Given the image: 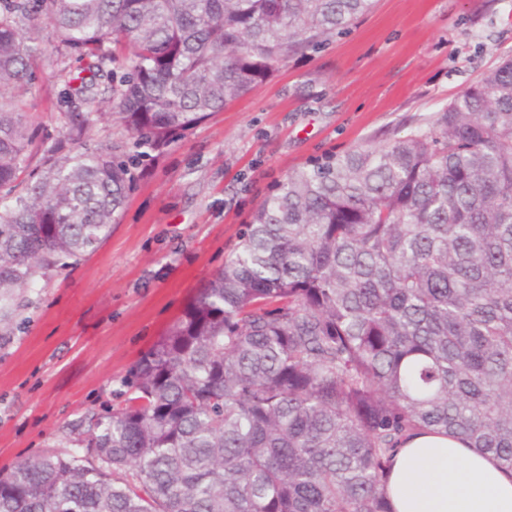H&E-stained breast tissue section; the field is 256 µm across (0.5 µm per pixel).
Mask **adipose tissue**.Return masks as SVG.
<instances>
[{
    "instance_id": "ef3b65f1",
    "label": "adipose tissue",
    "mask_w": 512,
    "mask_h": 512,
    "mask_svg": "<svg viewBox=\"0 0 512 512\" xmlns=\"http://www.w3.org/2000/svg\"><path fill=\"white\" fill-rule=\"evenodd\" d=\"M393 512H512V472L452 436H412L386 486Z\"/></svg>"
}]
</instances>
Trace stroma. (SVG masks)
I'll use <instances>...</instances> for the list:
<instances>
[{
	"mask_svg": "<svg viewBox=\"0 0 512 512\" xmlns=\"http://www.w3.org/2000/svg\"><path fill=\"white\" fill-rule=\"evenodd\" d=\"M512 58V0H376L319 50L137 166L119 224L78 264L19 291L0 335V469L68 447L71 425L112 391L224 264L251 211L293 169L423 126ZM36 62L19 94L33 151L62 139L71 100Z\"/></svg>",
	"mask_w": 512,
	"mask_h": 512,
	"instance_id": "35a3bbf8",
	"label": "stroma"
}]
</instances>
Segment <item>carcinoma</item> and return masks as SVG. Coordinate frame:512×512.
Masks as SVG:
<instances>
[{
    "label": "carcinoma",
    "mask_w": 512,
    "mask_h": 512,
    "mask_svg": "<svg viewBox=\"0 0 512 512\" xmlns=\"http://www.w3.org/2000/svg\"><path fill=\"white\" fill-rule=\"evenodd\" d=\"M374 0H0V329L17 290L94 252L131 188L118 109L153 149L222 112ZM91 76L32 140L15 87L45 55ZM107 80L99 87L97 79ZM75 447L0 471V512H390L391 458L419 432L512 470V59L426 126L273 185L237 247L130 368ZM95 455H84L85 447ZM99 112H103L101 121L86 131L85 138L91 143L101 145L104 148L110 147L112 143L125 138L118 115L113 114L115 111L107 100L99 104Z\"/></svg>",
    "instance_id": "cac0c4a2"
}]
</instances>
